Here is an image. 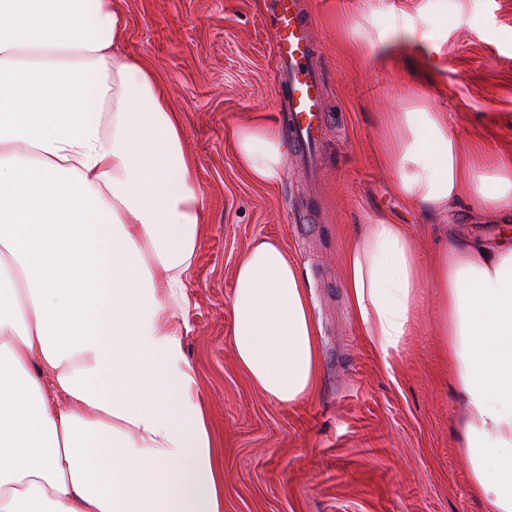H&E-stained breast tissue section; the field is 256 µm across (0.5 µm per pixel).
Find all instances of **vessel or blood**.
<instances>
[{
	"label": "vessel or blood",
	"instance_id": "vessel-or-blood-1",
	"mask_svg": "<svg viewBox=\"0 0 512 512\" xmlns=\"http://www.w3.org/2000/svg\"><path fill=\"white\" fill-rule=\"evenodd\" d=\"M268 11L279 83L286 98V110L278 118L298 146L305 175L313 180L320 167L317 146L329 121L324 76L316 64L318 45L303 0H270Z\"/></svg>",
	"mask_w": 512,
	"mask_h": 512
}]
</instances>
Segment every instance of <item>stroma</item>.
I'll use <instances>...</instances> for the list:
<instances>
[{
	"label": "stroma",
	"mask_w": 512,
	"mask_h": 512,
	"mask_svg": "<svg viewBox=\"0 0 512 512\" xmlns=\"http://www.w3.org/2000/svg\"><path fill=\"white\" fill-rule=\"evenodd\" d=\"M305 2L332 114L314 188L291 164L261 185L236 163L235 129L275 122L285 106L265 0H114L125 52L156 73L196 163L204 231L182 351L218 440L224 512H486L454 433L436 298L424 292L386 371L353 321L341 258L378 216L407 225L427 264L445 241L498 240L502 227L482 217L470 183L444 212L412 208L377 144L383 113L449 112L448 132L471 147L475 173H487L486 152L512 156V0ZM396 29L410 35L396 61L371 47L355 53L365 37ZM434 44L441 53L423 56ZM258 237L292 255L319 331L316 387L291 408L250 383L230 344L234 268Z\"/></svg>",
	"instance_id": "1"
}]
</instances>
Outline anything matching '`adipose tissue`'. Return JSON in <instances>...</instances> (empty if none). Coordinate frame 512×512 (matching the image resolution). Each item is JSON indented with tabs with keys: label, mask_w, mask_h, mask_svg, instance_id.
Here are the masks:
<instances>
[{
	"label": "adipose tissue",
	"mask_w": 512,
	"mask_h": 512,
	"mask_svg": "<svg viewBox=\"0 0 512 512\" xmlns=\"http://www.w3.org/2000/svg\"><path fill=\"white\" fill-rule=\"evenodd\" d=\"M112 0H0V512H224L208 408L182 353L203 206L183 128L122 49ZM443 112L383 117L379 152L423 214L462 182L512 220V161L475 177ZM271 184L278 126L234 138ZM357 329L392 369L434 288L463 413L460 448L488 512H512V242L462 240L424 265L407 227L362 225L343 256ZM241 371L275 403L314 389L318 329L279 242L241 256L230 298Z\"/></svg>",
	"instance_id": "1"
}]
</instances>
